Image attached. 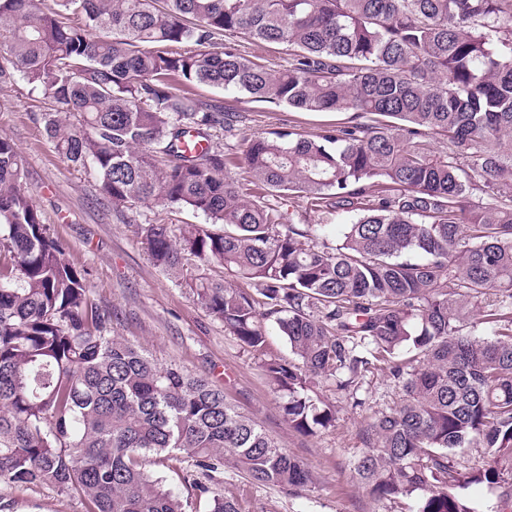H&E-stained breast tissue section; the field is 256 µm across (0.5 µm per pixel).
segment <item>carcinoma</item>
I'll use <instances>...</instances> for the list:
<instances>
[{
    "label": "carcinoma",
    "instance_id": "carcinoma-1",
    "mask_svg": "<svg viewBox=\"0 0 512 512\" xmlns=\"http://www.w3.org/2000/svg\"><path fill=\"white\" fill-rule=\"evenodd\" d=\"M238 35L288 44L289 68L243 57ZM18 79L53 99L47 139L112 207L177 206L215 226L139 234L164 273L199 270L186 287L262 357L291 428L336 426L322 381L354 397L380 371L401 399L359 429L368 494L471 512L455 489L487 484L512 507V0H0V88ZM200 84L347 119L251 134L190 92ZM230 162L350 223L324 239L249 199ZM23 168L0 136V482L51 485L87 512H185L145 465L180 455L209 512H239L213 491L228 462L307 487L304 462L218 384L112 334ZM271 319L296 361L267 353ZM474 440L487 461L464 471L453 450Z\"/></svg>",
    "mask_w": 512,
    "mask_h": 512
}]
</instances>
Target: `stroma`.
Wrapping results in <instances>:
<instances>
[{
    "label": "stroma",
    "mask_w": 512,
    "mask_h": 512,
    "mask_svg": "<svg viewBox=\"0 0 512 512\" xmlns=\"http://www.w3.org/2000/svg\"><path fill=\"white\" fill-rule=\"evenodd\" d=\"M193 92L239 112L254 133L273 127L316 133L336 121L332 115L255 102L237 90L197 86ZM48 105L41 92L29 90L24 82L0 89V136L9 137L20 150L25 160L22 190L64 246L67 258L84 274L94 298L112 313L116 334L159 362L177 364L219 383L238 411L256 420L313 475L311 485L291 494L255 483L244 471L228 467L219 493L237 500L241 512H414L415 500L375 501L353 476V463L363 450L358 438L361 425L399 400L389 381L375 375L354 399L325 385L319 393L338 409L335 427L313 436L290 428L282 411L284 400L270 386L259 359L206 312L189 288L152 264L136 234L141 224H202L205 216L154 204L113 209L95 175L74 168L47 140L35 116ZM266 201L292 212L295 223L323 225L331 241L349 221L345 214L310 212L305 199L298 197L270 194ZM189 468V462L170 459L154 471L186 512H207L206 500L197 499L184 480ZM0 500L11 504V512H86L78 498L46 486L2 483Z\"/></svg>",
    "instance_id": "1"
}]
</instances>
